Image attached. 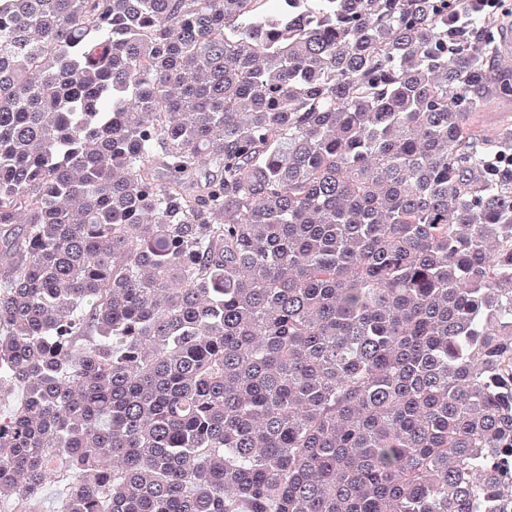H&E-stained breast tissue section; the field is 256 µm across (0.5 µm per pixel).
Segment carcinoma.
<instances>
[{
    "label": "carcinoma",
    "mask_w": 512,
    "mask_h": 512,
    "mask_svg": "<svg viewBox=\"0 0 512 512\" xmlns=\"http://www.w3.org/2000/svg\"><path fill=\"white\" fill-rule=\"evenodd\" d=\"M484 2L0 0V506L512 512Z\"/></svg>",
    "instance_id": "1"
}]
</instances>
